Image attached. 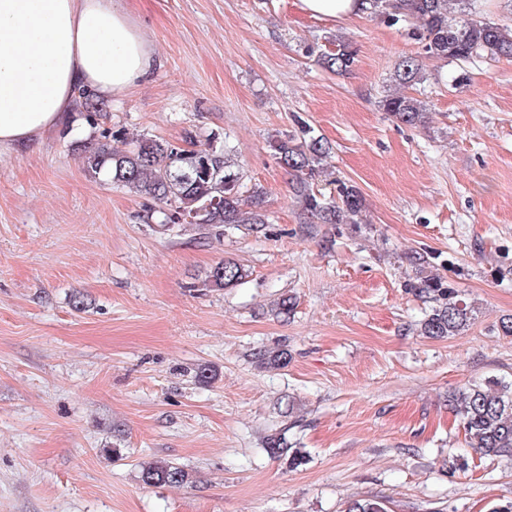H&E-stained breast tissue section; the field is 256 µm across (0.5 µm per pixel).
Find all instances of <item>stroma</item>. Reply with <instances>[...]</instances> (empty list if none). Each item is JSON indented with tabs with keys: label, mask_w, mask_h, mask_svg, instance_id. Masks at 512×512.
<instances>
[{
	"label": "stroma",
	"mask_w": 512,
	"mask_h": 512,
	"mask_svg": "<svg viewBox=\"0 0 512 512\" xmlns=\"http://www.w3.org/2000/svg\"><path fill=\"white\" fill-rule=\"evenodd\" d=\"M120 4L148 77L95 123L78 102L0 152V512H343L353 498L488 512L512 496V463L469 448L446 402L512 379V60L425 61L428 119L408 128L379 107L417 51L403 27L314 18L300 0ZM343 41L356 62L337 75L317 59ZM301 121L331 147L317 188L357 186L360 223L314 224L294 203L268 141ZM214 130L267 193L261 232H160L163 214L89 176L77 149L139 134L201 146ZM227 259L246 282L202 287ZM423 274L473 305L466 331L420 336ZM284 295L287 316L272 308ZM274 348L288 367L261 366ZM282 429L305 465L266 455ZM156 459L191 481L142 484Z\"/></svg>",
	"instance_id": "1"
}]
</instances>
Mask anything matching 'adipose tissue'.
Returning <instances> with one entry per match:
<instances>
[{
	"label": "adipose tissue",
	"instance_id": "ef3b65f1",
	"mask_svg": "<svg viewBox=\"0 0 512 512\" xmlns=\"http://www.w3.org/2000/svg\"><path fill=\"white\" fill-rule=\"evenodd\" d=\"M151 63L117 0H0V150L59 125L78 88L126 93Z\"/></svg>",
	"mask_w": 512,
	"mask_h": 512
}]
</instances>
